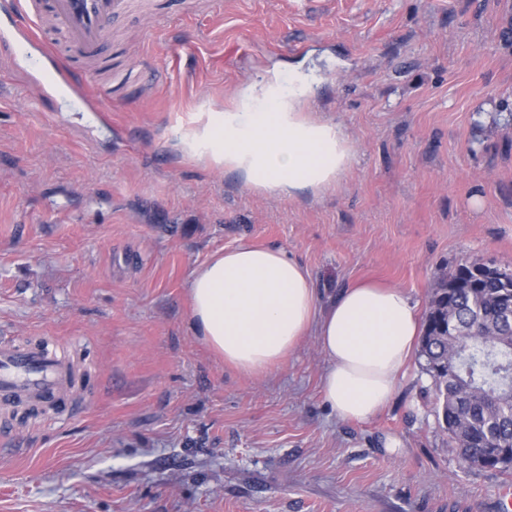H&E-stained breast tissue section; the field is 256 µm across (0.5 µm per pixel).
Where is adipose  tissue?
I'll list each match as a JSON object with an SVG mask.
<instances>
[{"label":"adipose tissue","instance_id":"obj_1","mask_svg":"<svg viewBox=\"0 0 512 512\" xmlns=\"http://www.w3.org/2000/svg\"><path fill=\"white\" fill-rule=\"evenodd\" d=\"M309 96L303 78L264 80L207 114L179 144L253 190L322 194L345 176L355 151L342 125L306 114ZM187 291L197 339L241 373L266 376L316 336L327 360L324 398L347 420H366L390 401L421 331L416 305L397 287L354 284L324 305L310 272L288 252L248 243L213 253L193 270Z\"/></svg>","mask_w":512,"mask_h":512}]
</instances>
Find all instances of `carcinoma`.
<instances>
[{"label": "carcinoma", "mask_w": 512, "mask_h": 512, "mask_svg": "<svg viewBox=\"0 0 512 512\" xmlns=\"http://www.w3.org/2000/svg\"><path fill=\"white\" fill-rule=\"evenodd\" d=\"M418 356L461 462L511 476L512 269L476 259L441 274Z\"/></svg>", "instance_id": "cac0c4a2"}]
</instances>
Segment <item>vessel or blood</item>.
Returning a JSON list of instances; mask_svg holds the SVG:
<instances>
[{
	"label": "vessel or blood",
	"mask_w": 512,
	"mask_h": 512,
	"mask_svg": "<svg viewBox=\"0 0 512 512\" xmlns=\"http://www.w3.org/2000/svg\"><path fill=\"white\" fill-rule=\"evenodd\" d=\"M123 0H0V10L11 18L9 30L0 32V49L10 58L24 57L39 66L50 53L42 39L44 18L67 35L80 57L99 58L107 27ZM52 86L64 91L76 109H94L101 89L91 76L57 58ZM71 373L65 347L42 341L30 346L0 344V400L39 402L50 410L68 404L64 382Z\"/></svg>",
	"instance_id": "1"
}]
</instances>
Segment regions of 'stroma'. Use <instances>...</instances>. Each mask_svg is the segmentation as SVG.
<instances>
[{"instance_id":"obj_1","label":"stroma","mask_w":512,"mask_h":512,"mask_svg":"<svg viewBox=\"0 0 512 512\" xmlns=\"http://www.w3.org/2000/svg\"><path fill=\"white\" fill-rule=\"evenodd\" d=\"M512 0H126L100 109L38 100L0 54V342L72 344L78 411L0 410V512H498L411 363L365 421L306 337L239 373L190 326L215 251L286 249L322 297L369 280L428 307L441 271L512 266ZM301 68L350 134L339 186L292 199L177 148L202 113Z\"/></svg>"}]
</instances>
